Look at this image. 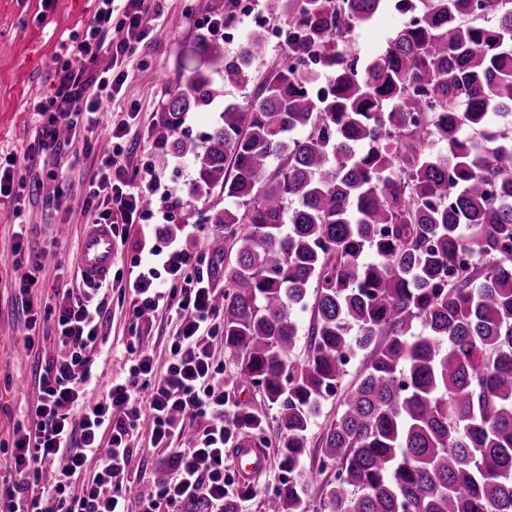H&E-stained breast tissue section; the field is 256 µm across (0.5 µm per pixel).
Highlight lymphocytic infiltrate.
<instances>
[{
    "mask_svg": "<svg viewBox=\"0 0 512 512\" xmlns=\"http://www.w3.org/2000/svg\"><path fill=\"white\" fill-rule=\"evenodd\" d=\"M120 21H113L114 0H95L83 39L61 46L50 93L32 104L38 118L36 134L52 152L70 149L93 131L100 113L109 111L115 93L128 79L115 60L142 53L149 44L147 18L152 0H123ZM107 55L111 66L94 64ZM123 125L113 126L110 146L89 180L87 208L99 224L120 215L122 223L153 219L146 201L161 196L169 205L179 202L178 191L163 187L152 168L139 179L129 175L124 154L128 147ZM18 161L7 154L0 161V196L28 192L46 208L58 207L60 190L45 192L39 174L28 182L15 181ZM161 267L146 266L133 283L139 303L135 317L167 312L179 328L171 340L164 372H157L152 350L134 343L132 365L125 379L107 382L97 402L84 394L96 386L91 353L99 341L109 301L73 299L62 291L60 301L46 300L34 309L36 279L20 281L15 298L27 317L43 314L54 325L64 355L39 369V397L34 416L13 443L7 461L14 480L0 487V512H182L205 503L223 512L233 491L224 475L225 437L232 431L224 413V386L219 381L211 345L224 327V312L210 286L206 255L171 247ZM150 423L154 447L161 453L154 463L157 478L133 491L129 468L135 454L126 439ZM96 468H87L89 459Z\"/></svg>",
    "mask_w": 512,
    "mask_h": 512,
    "instance_id": "lymphocytic-infiltrate-1",
    "label": "lymphocytic infiltrate"
}]
</instances>
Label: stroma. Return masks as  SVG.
<instances>
[{
  "label": "stroma",
  "instance_id": "obj_1",
  "mask_svg": "<svg viewBox=\"0 0 512 512\" xmlns=\"http://www.w3.org/2000/svg\"><path fill=\"white\" fill-rule=\"evenodd\" d=\"M162 13L149 22L151 46L127 65L129 74L121 92L112 102L113 120H127L128 139L135 149L127 159L129 170L150 165L164 180L178 186L182 204L174 211L170 230L162 226L146 228L129 224L124 228V245L112 257L113 270L130 273L142 250L163 248L175 240L191 252H202L212 262L211 284L224 288V266L231 258V244L221 225L208 221L209 204L190 193L195 177L189 162L171 161L165 150L156 149L147 133L162 118V107L169 93L186 89L191 72L183 66L186 55L200 45L214 41L205 20L209 15L208 0H160ZM247 13L237 15L232 39L223 41L224 54L233 57L248 35L264 25H274L270 0H247ZM91 13V0H55L46 9L40 0H0V155L8 152L40 155L35 139L34 119L29 110L32 99L50 92L60 44L69 37L83 35ZM402 18L394 10L383 9L367 24L354 29L350 43L358 59L382 52L388 39L398 29ZM216 98L213 105L186 113L179 137L202 144L218 121L217 105L227 100L243 101L249 88L225 87L214 78ZM107 131L95 129L80 139L64 157V171L70 190L60 207L45 211L41 202L21 200L24 224L33 225L34 239L46 253L44 267L38 277L43 287L79 288L77 259L80 243L93 220L86 211L88 179L99 163ZM8 201H0V330L7 335L26 333L27 323L18 317L14 306V286L31 272L28 265L17 264L11 246L14 231L13 209ZM136 297L131 286L116 287L111 292L110 316L101 332L111 343L107 360H96L95 368L102 380L127 376L129 364L126 345L133 337L143 336L153 348L158 363L169 355L172 325L165 319L135 320ZM39 351L28 352L8 345L0 348V479L7 478L5 460L12 451L18 423L32 418L39 392L33 376L37 359L55 356L53 333L38 325ZM215 358L222 366L221 381L228 403L266 410L259 388L242 384L232 354L223 340H215ZM266 441L270 462L251 486L249 498L238 500V512H264L268 498L274 496L284 478L275 458L278 431L268 423L260 435Z\"/></svg>",
  "mask_w": 512,
  "mask_h": 512
}]
</instances>
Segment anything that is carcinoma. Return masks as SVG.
<instances>
[{"instance_id": "1", "label": "carcinoma", "mask_w": 512, "mask_h": 512, "mask_svg": "<svg viewBox=\"0 0 512 512\" xmlns=\"http://www.w3.org/2000/svg\"><path fill=\"white\" fill-rule=\"evenodd\" d=\"M234 2L209 0L211 16L233 21ZM276 2L284 60L224 102L204 145L177 136L182 116L212 102L214 72L248 84L258 31L232 58L191 55L192 87L153 129L191 156L193 195L224 202L209 216L235 249L224 347L283 433L268 512H310L308 434L339 392L323 512H512V0H419L363 62L343 43L385 0ZM307 52L326 85L294 63ZM234 416L232 443L265 424Z\"/></svg>"}]
</instances>
